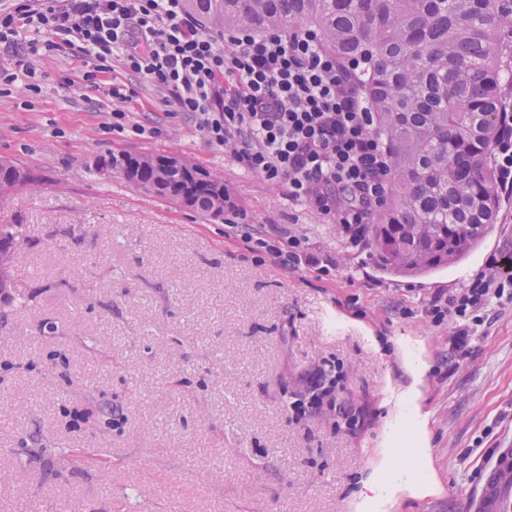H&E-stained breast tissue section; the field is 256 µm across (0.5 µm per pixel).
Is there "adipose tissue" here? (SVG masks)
Returning a JSON list of instances; mask_svg holds the SVG:
<instances>
[{"mask_svg":"<svg viewBox=\"0 0 512 512\" xmlns=\"http://www.w3.org/2000/svg\"><path fill=\"white\" fill-rule=\"evenodd\" d=\"M415 399L416 390L412 387L396 396V410L385 425L387 447L362 481L355 504L357 512H372L373 508L382 507L397 497H422L434 490L435 485L428 476L429 440L424 422L414 409ZM408 426L415 428L416 433L407 450L412 464L405 467L393 464L392 458L401 444L399 436Z\"/></svg>","mask_w":512,"mask_h":512,"instance_id":"obj_1","label":"adipose tissue"}]
</instances>
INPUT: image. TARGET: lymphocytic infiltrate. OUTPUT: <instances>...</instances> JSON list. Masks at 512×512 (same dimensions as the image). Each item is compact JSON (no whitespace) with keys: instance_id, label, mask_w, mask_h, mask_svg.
Segmentation results:
<instances>
[{"instance_id":"1","label":"lymphocytic infiltrate","mask_w":512,"mask_h":512,"mask_svg":"<svg viewBox=\"0 0 512 512\" xmlns=\"http://www.w3.org/2000/svg\"><path fill=\"white\" fill-rule=\"evenodd\" d=\"M65 48L81 60L84 86L100 88L113 64L163 92L174 114L193 115L208 142L245 170L282 188L289 202L340 226L359 246L389 190L391 155L361 93L365 69L343 60L314 32L237 29L215 34L183 0H15L0 9V83L26 79L33 59ZM230 230L248 250L295 270L305 252L297 236L271 240L249 224ZM492 260L464 288L430 299L434 323L452 321L451 352L462 358L485 335L490 314L512 304V274Z\"/></svg>"}]
</instances>
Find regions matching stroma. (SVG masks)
Listing matches in <instances>:
<instances>
[{"instance_id":"1","label":"stroma","mask_w":512,"mask_h":512,"mask_svg":"<svg viewBox=\"0 0 512 512\" xmlns=\"http://www.w3.org/2000/svg\"><path fill=\"white\" fill-rule=\"evenodd\" d=\"M35 67L41 93L18 82L0 99V159L41 179L0 200L24 296L0 317V512H352L386 401L409 382L405 346L428 365L417 405L440 489L389 512H464L512 445V306L458 359L451 324L425 305L512 254V196L465 259L387 274L193 118L171 117L139 74L118 66L104 81L135 90L130 120L152 137L107 132L113 101L81 86L68 50ZM121 155L189 160L223 177L232 207L215 224L98 170ZM229 220L304 237L307 263L257 261ZM325 364L336 400L314 403L308 379Z\"/></svg>"}]
</instances>
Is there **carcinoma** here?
I'll return each instance as SVG.
<instances>
[{
	"label": "carcinoma",
	"mask_w": 512,
	"mask_h": 512,
	"mask_svg": "<svg viewBox=\"0 0 512 512\" xmlns=\"http://www.w3.org/2000/svg\"><path fill=\"white\" fill-rule=\"evenodd\" d=\"M216 28H313L342 59L365 61L363 94L393 160L389 194L364 240L377 266L423 274L457 263L500 208L491 156L500 115L512 111V0H186ZM167 158H104L125 179L212 221H224V179ZM163 185L157 186L159 174ZM38 178L0 160V199ZM0 224V251L17 249ZM20 299L11 276L0 304Z\"/></svg>",
	"instance_id": "cac0c4a2"
}]
</instances>
